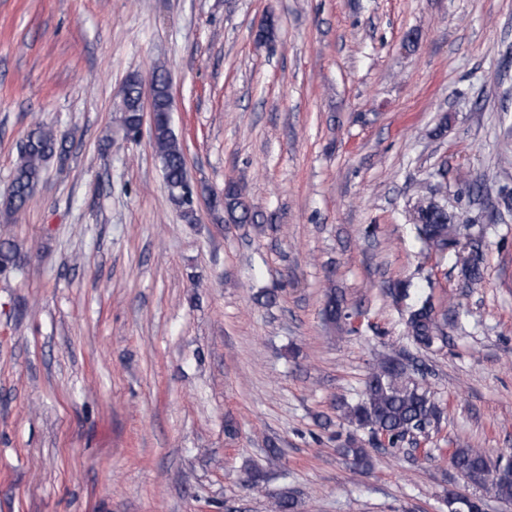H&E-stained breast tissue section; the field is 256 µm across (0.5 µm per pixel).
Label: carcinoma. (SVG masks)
<instances>
[{
	"label": "carcinoma",
	"instance_id": "cac0c4a2",
	"mask_svg": "<svg viewBox=\"0 0 512 512\" xmlns=\"http://www.w3.org/2000/svg\"><path fill=\"white\" fill-rule=\"evenodd\" d=\"M154 129L153 146L162 164L164 181L171 202L180 210L182 217L192 222L195 212L189 208L182 194L188 184L186 156L183 147L171 129V100L165 76H154ZM140 84L130 78L124 87V103L127 116L125 125L134 128L139 123ZM53 130L36 125L25 136L19 150L5 206L19 211L32 198L41 179L46 160L60 148ZM258 214L242 196L234 182L224 187V220L233 224H255ZM411 220L415 224L418 239L427 248L438 252L451 250L465 252L477 240L469 232L470 226L458 224V217L445 205L420 202L414 206ZM21 265V253L8 239L0 241V274H10ZM322 308L323 319L342 330L351 314L345 299L334 285H329ZM404 333L413 343L430 349L446 339L444 319L435 311L430 297H420L410 307L404 322ZM341 419L368 435V440L350 437L340 445L341 454L353 464L368 468L372 455L366 444L376 442L384 435L391 448H398L407 436L439 424L443 408L435 401L431 390L414 374L405 369L400 356H385L376 360L364 382L360 398L340 405ZM453 463L468 471L473 484L482 489L485 496L500 503L512 504V482L500 479L498 472L512 465V458L498 457L493 460L482 448L460 444L451 453Z\"/></svg>",
	"mask_w": 512,
	"mask_h": 512
}]
</instances>
